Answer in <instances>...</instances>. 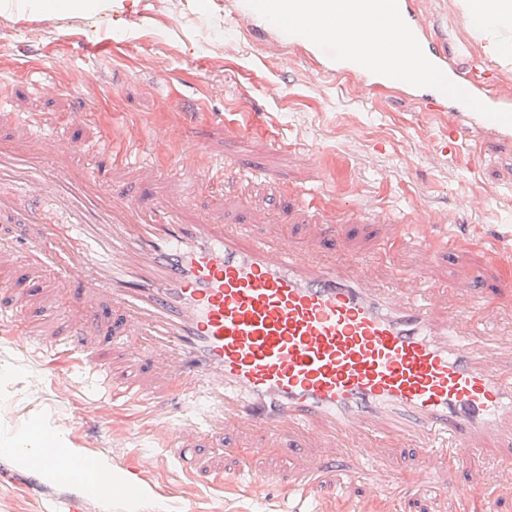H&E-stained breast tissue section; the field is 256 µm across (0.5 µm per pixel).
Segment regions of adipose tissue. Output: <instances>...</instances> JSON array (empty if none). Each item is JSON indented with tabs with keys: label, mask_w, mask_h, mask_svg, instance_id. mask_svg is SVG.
Instances as JSON below:
<instances>
[{
	"label": "adipose tissue",
	"mask_w": 512,
	"mask_h": 512,
	"mask_svg": "<svg viewBox=\"0 0 512 512\" xmlns=\"http://www.w3.org/2000/svg\"><path fill=\"white\" fill-rule=\"evenodd\" d=\"M112 0H0V9H24L27 7L51 13H98L110 9ZM464 12L470 17L477 32L486 40L490 53L512 57V0H461ZM53 443L62 457L56 465L45 467L44 474L52 481L65 484L72 480L67 458L76 456L74 448L63 433L40 423L25 425L19 429L0 431V455L27 463L39 458L44 443Z\"/></svg>",
	"instance_id": "adipose-tissue-1"
}]
</instances>
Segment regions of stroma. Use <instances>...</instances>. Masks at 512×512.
<instances>
[{"label":"stroma","instance_id":"35a3bbf8","mask_svg":"<svg viewBox=\"0 0 512 512\" xmlns=\"http://www.w3.org/2000/svg\"><path fill=\"white\" fill-rule=\"evenodd\" d=\"M426 25L447 34L468 58L491 62L459 0H426ZM63 86L38 93L36 74ZM91 116L65 123L76 107ZM241 135H226L229 121ZM455 116L433 114L399 88L373 91L355 77L325 72L314 46H291L253 29L235 0H115L108 13L0 12V142L23 146L50 136L77 146L76 167L101 169L111 187L137 203H163L190 219L248 223L265 217L297 246L316 238L317 223L338 225L348 253L368 258L374 281L406 271L415 247L401 225L426 216L438 236L460 248L436 262L430 277L474 285L477 296L512 278L488 251L512 250V140L470 131L457 153L442 143ZM130 162L113 167V150ZM224 164L239 177L200 188V167ZM37 225L0 218V427L45 421L84 453L126 471L148 462L152 491L139 512H285L278 481L320 454L317 443L253 460L269 475L261 496L221 484L236 468L233 438L200 432L178 459L164 449L167 425L184 409L165 403L155 436L141 433L133 407L112 399L120 382L160 387L162 351L123 353L112 344V304L85 294L81 334L55 317L67 282H46L26 258ZM396 247L381 253L382 243ZM79 358L44 365L55 351ZM52 361V360H51ZM79 480L61 485L37 469L0 457V512H56L80 497Z\"/></svg>","mask_w":512,"mask_h":512}]
</instances>
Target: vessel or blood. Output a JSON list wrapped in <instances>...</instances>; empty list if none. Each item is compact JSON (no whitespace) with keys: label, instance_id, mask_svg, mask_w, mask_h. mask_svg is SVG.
Returning <instances> with one entry per match:
<instances>
[{"label":"vessel or blood","instance_id":"1","mask_svg":"<svg viewBox=\"0 0 512 512\" xmlns=\"http://www.w3.org/2000/svg\"><path fill=\"white\" fill-rule=\"evenodd\" d=\"M402 18L427 58L465 92L500 108L491 93L492 64L458 59L421 23L413 0H398ZM329 72H357L366 86L388 77L324 56ZM432 112L458 113L462 128L448 131L456 151L461 129L489 130L512 139V125L474 112L439 90L406 86ZM39 149L44 166L18 148L0 145V213L19 195L54 198L61 213L43 223L29 260L56 279L104 293L120 314L118 347L150 335L173 363L170 382L193 405L217 408L224 432H261V442L239 453L235 483L256 490L266 477L251 466L269 447L284 451L304 435L351 457L354 480L377 465L388 442L411 443L423 465L397 477L376 474L354 502L368 512L379 494L404 488L453 496L468 507L491 484L484 455L512 446V351L496 341L497 295L473 298L467 288L447 290L428 271L455 240L422 242L414 268L388 284L371 281L364 261H320L284 237L259 233L256 224L184 222L176 211H153L103 188L100 173L72 166L55 140ZM113 399L156 411L159 397L135 383L113 389ZM469 458L466 480L447 484L458 459ZM324 461L309 462L283 486L284 499H304L326 482ZM485 504L492 496L483 495Z\"/></svg>","mask_w":512,"mask_h":512}]
</instances>
